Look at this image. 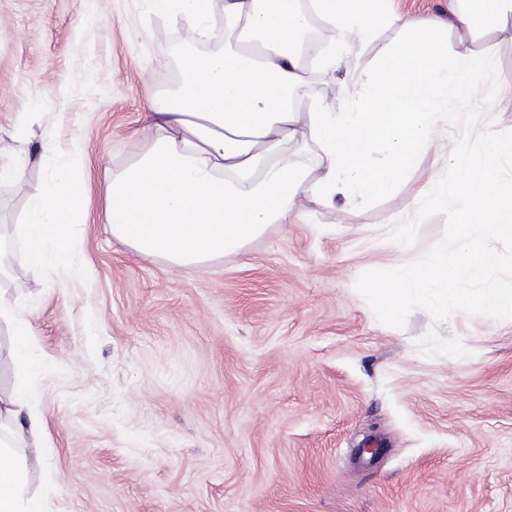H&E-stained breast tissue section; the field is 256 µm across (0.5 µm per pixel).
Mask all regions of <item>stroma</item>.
Wrapping results in <instances>:
<instances>
[{
  "instance_id": "stroma-1",
  "label": "stroma",
  "mask_w": 512,
  "mask_h": 512,
  "mask_svg": "<svg viewBox=\"0 0 512 512\" xmlns=\"http://www.w3.org/2000/svg\"><path fill=\"white\" fill-rule=\"evenodd\" d=\"M413 25L447 22L454 0H391ZM449 60L492 54L499 81L482 127L512 131V25L444 31ZM396 26L352 37L349 65L308 73L306 111L336 105L351 68L371 71ZM183 23L148 0H0V233L45 371L33 486L52 473L55 512H512V320L413 310L380 323L363 273L425 255L389 239L446 172L460 128L438 124L396 188L355 207L300 194L285 223L241 254L189 268L137 254L102 215V168L146 147L185 54ZM42 164L27 163L41 141ZM80 159L81 239L71 276L28 265L14 234L50 174ZM452 343L469 354L457 357ZM378 455H357L366 439Z\"/></svg>"
}]
</instances>
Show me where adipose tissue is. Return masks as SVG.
<instances>
[{
  "label": "adipose tissue",
  "mask_w": 512,
  "mask_h": 512,
  "mask_svg": "<svg viewBox=\"0 0 512 512\" xmlns=\"http://www.w3.org/2000/svg\"><path fill=\"white\" fill-rule=\"evenodd\" d=\"M224 0L227 37L258 34L260 62H246L237 48L183 60L185 85L148 128L149 144L127 167L104 169V219L112 234L146 256L171 265H201L238 254L269 225L280 224L296 197L314 185V198L355 207L390 191L428 147V131L451 97L476 92L492 66L470 54L443 64L448 48L439 23L409 30L383 47L380 77L367 94L343 88L338 107L299 112L306 92L294 46L319 16L335 33L322 59L333 69L348 62L349 37L371 39L377 26L401 23L388 0ZM155 12L182 21L191 37L211 35L204 0H152ZM512 24V0H463L448 25L474 32ZM288 141L315 145L314 167L279 155ZM71 167L56 171L32 204L18 233L35 268L67 269L79 242L71 199ZM0 323L12 330L15 384L0 397V512H49L52 481L32 489L19 448L44 436L40 393L34 378L45 361L18 303L0 297Z\"/></svg>",
  "instance_id": "ef3b65f1"
}]
</instances>
